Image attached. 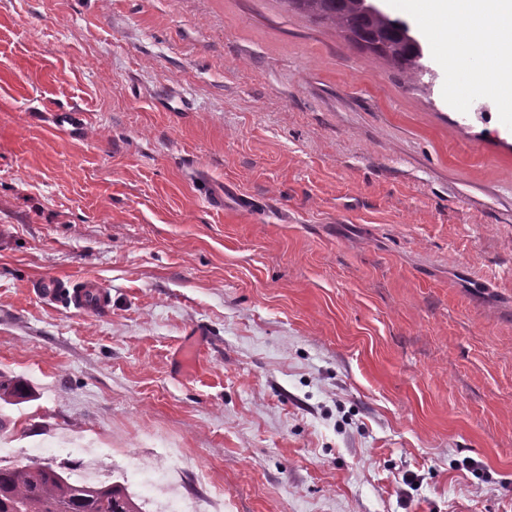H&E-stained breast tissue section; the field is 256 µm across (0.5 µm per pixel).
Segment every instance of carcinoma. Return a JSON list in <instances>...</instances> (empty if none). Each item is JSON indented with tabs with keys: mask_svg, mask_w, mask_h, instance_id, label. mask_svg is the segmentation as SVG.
Here are the masks:
<instances>
[{
	"mask_svg": "<svg viewBox=\"0 0 512 512\" xmlns=\"http://www.w3.org/2000/svg\"><path fill=\"white\" fill-rule=\"evenodd\" d=\"M331 22L357 43L386 57L410 78L426 70L425 51L409 25L392 19L370 0H286ZM31 390L23 381L0 375V400L18 404ZM0 512H142L128 488L119 483L77 484L52 464L32 459L25 465H0Z\"/></svg>",
	"mask_w": 512,
	"mask_h": 512,
	"instance_id": "carcinoma-1",
	"label": "carcinoma"
}]
</instances>
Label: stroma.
Returning <instances> with one entry per match:
<instances>
[{
	"label": "stroma",
	"mask_w": 512,
	"mask_h": 512,
	"mask_svg": "<svg viewBox=\"0 0 512 512\" xmlns=\"http://www.w3.org/2000/svg\"><path fill=\"white\" fill-rule=\"evenodd\" d=\"M376 3L429 74L284 0H0V464L143 512H512V108ZM74 291L73 301L77 309L99 311L107 306L106 291L97 283L82 282ZM31 390L23 381L5 379L0 375V400L9 404H18L29 398Z\"/></svg>",
	"instance_id": "35a3bbf8"
}]
</instances>
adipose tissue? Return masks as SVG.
Returning a JSON list of instances; mask_svg holds the SVG:
<instances>
[{"mask_svg": "<svg viewBox=\"0 0 512 512\" xmlns=\"http://www.w3.org/2000/svg\"><path fill=\"white\" fill-rule=\"evenodd\" d=\"M409 5L416 11L447 17L450 33L467 28L469 49H490L494 68L485 77L487 86L512 105V0H410ZM491 8L497 11L498 21L488 31L483 18Z\"/></svg>", "mask_w": 512, "mask_h": 512, "instance_id": "obj_1", "label": "adipose tissue"}]
</instances>
